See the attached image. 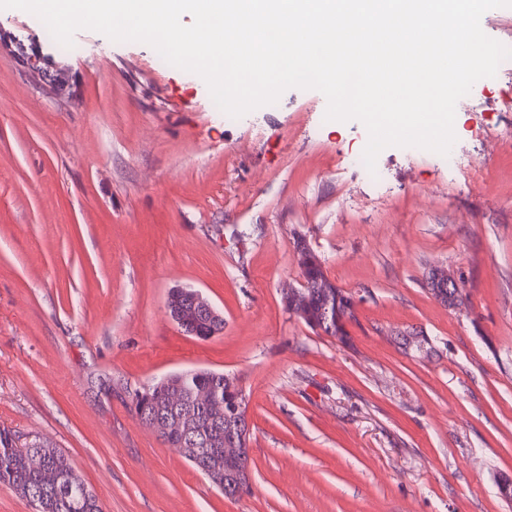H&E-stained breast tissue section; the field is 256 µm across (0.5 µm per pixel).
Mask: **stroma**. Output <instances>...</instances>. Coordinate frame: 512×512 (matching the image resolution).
Here are the masks:
<instances>
[{
    "label": "stroma",
    "instance_id": "35a3bbf8",
    "mask_svg": "<svg viewBox=\"0 0 512 512\" xmlns=\"http://www.w3.org/2000/svg\"><path fill=\"white\" fill-rule=\"evenodd\" d=\"M73 42L0 9V426L62 448L103 512H512V70L458 101L460 167L393 146L374 182L319 91L228 121L151 46ZM300 236L357 300L347 342L283 305ZM435 266L464 305L427 291ZM175 287L223 332L185 334ZM192 368L247 397L238 497L132 408ZM184 304H192L194 310L209 319L223 318L212 302L199 290L176 287L169 291L166 309L169 317L179 328L193 330L194 324L184 316Z\"/></svg>",
    "mask_w": 512,
    "mask_h": 512
}]
</instances>
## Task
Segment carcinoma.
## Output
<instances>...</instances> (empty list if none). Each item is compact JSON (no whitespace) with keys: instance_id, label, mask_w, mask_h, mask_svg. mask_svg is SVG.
Listing matches in <instances>:
<instances>
[{"instance_id":"obj_1","label":"carcinoma","mask_w":512,"mask_h":512,"mask_svg":"<svg viewBox=\"0 0 512 512\" xmlns=\"http://www.w3.org/2000/svg\"><path fill=\"white\" fill-rule=\"evenodd\" d=\"M301 276L309 303L301 308L299 319L310 329L321 331L344 342L346 324L356 320L350 308V295L338 288L327 277L319 256L302 239L297 240ZM224 374L196 368L191 373L170 374L163 382L151 384L142 390L143 398L136 400L134 411L139 420L148 425L160 413H191L194 416L193 433L166 436L164 443L172 448L224 447V414L197 404L196 397L213 392L224 398ZM177 392L182 405L171 409L166 395ZM19 437L11 430L0 428V484L9 486L26 499L34 512H102L99 497L87 484L69 486L64 482L74 468L62 449L52 442L34 437L18 444ZM212 484L224 482V458L205 454L188 458Z\"/></svg>"}]
</instances>
